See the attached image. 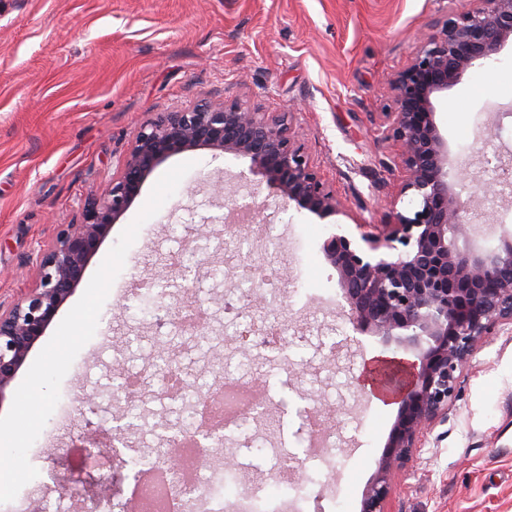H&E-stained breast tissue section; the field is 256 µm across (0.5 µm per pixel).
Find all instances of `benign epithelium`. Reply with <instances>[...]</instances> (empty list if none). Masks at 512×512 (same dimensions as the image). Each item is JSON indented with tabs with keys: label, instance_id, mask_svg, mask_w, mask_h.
I'll list each match as a JSON object with an SVG mask.
<instances>
[{
	"label": "benign epithelium",
	"instance_id": "7a95c632",
	"mask_svg": "<svg viewBox=\"0 0 512 512\" xmlns=\"http://www.w3.org/2000/svg\"><path fill=\"white\" fill-rule=\"evenodd\" d=\"M467 2L469 8L447 16L389 81L394 107L385 113L386 137L398 147L406 173L401 194L412 195L414 210L392 212L393 221L377 233L357 223L356 235L336 224L324 245L353 330L416 357L360 512H388L395 476L406 470L424 432L448 419L462 374L483 340L512 324V232L494 248L472 243L471 205L454 191L467 172L448 171V145L435 119L433 96L492 59L512 37V0ZM201 146L250 159L269 186L321 221L345 214L291 136L286 116L236 101L162 114L137 131L120 171L85 204L82 221L66 225L40 257V286L0 305V401L149 175L171 156Z\"/></svg>",
	"mask_w": 512,
	"mask_h": 512
}]
</instances>
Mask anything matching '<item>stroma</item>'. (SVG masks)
<instances>
[{
  "instance_id": "35a3bbf8",
  "label": "stroma",
  "mask_w": 512,
  "mask_h": 512,
  "mask_svg": "<svg viewBox=\"0 0 512 512\" xmlns=\"http://www.w3.org/2000/svg\"><path fill=\"white\" fill-rule=\"evenodd\" d=\"M462 0H0V304L39 284L35 266L65 225L80 221L87 199L119 171L132 139L165 112L204 101L235 100L276 115L291 130L345 207L341 224L390 221L380 200L409 212L401 194L405 171L395 142L384 139L389 80L416 42ZM512 41L496 59L470 68L434 99L436 122L451 166L470 170L455 191L483 200L488 159L512 156ZM192 169L127 252L100 313L94 337L60 386V400L28 452L38 475L0 512H90L95 498L129 500L133 486H115L136 455L156 456L179 441L186 414L180 401L158 395L156 357L174 352L195 388L216 385L221 367H246L270 403L223 442L201 449L204 471L233 458L244 490L268 486L277 455L288 452L317 477L322 512H359L377 471L397 406L380 405L357 386L378 355L411 363L412 353L379 337L354 335L342 315L338 275L325 259L330 225L269 189L249 159L208 149L170 157L90 259L92 278L121 232L136 218L154 184L173 166ZM259 210L283 239L273 255L253 248L294 298L280 310L255 307L256 320L286 316L287 359L243 347L232 338L224 295L238 285L222 269L215 246L229 210ZM476 243L512 231V200L469 214ZM154 284L176 303L196 284L208 311L198 338L172 323L156 335L136 281ZM135 373L143 399L132 409L116 396ZM319 411L333 435L330 466L307 463L300 426ZM121 437L117 455L88 463V434ZM390 512H512V326L478 349L448 419L428 433L389 500Z\"/></svg>"
}]
</instances>
